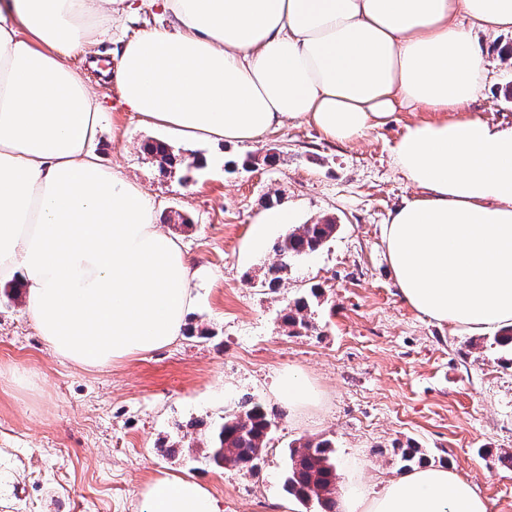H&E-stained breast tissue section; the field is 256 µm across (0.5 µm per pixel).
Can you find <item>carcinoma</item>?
Here are the masks:
<instances>
[{"label": "carcinoma", "instance_id": "carcinoma-1", "mask_svg": "<svg viewBox=\"0 0 512 512\" xmlns=\"http://www.w3.org/2000/svg\"><path fill=\"white\" fill-rule=\"evenodd\" d=\"M143 150L165 171L176 163V157L162 142H148ZM337 225L327 220L323 223L301 224L285 234L274 245L278 262L264 274L270 287L279 285L290 264L309 256L323 247L334 236ZM317 296L316 289L310 295L300 296L288 305L281 316L286 327L307 326L304 312L309 308V297ZM274 415L259 402L251 399L238 406L235 413L224 417V423L215 428L208 447L209 461L219 467L237 468L251 460L260 461L272 440ZM402 469L410 471L415 466H424L427 460L421 457L420 449L409 445L399 449ZM336 449L326 439L306 442L299 447H288L284 474V489L299 503L313 508V512H336Z\"/></svg>", "mask_w": 512, "mask_h": 512}]
</instances>
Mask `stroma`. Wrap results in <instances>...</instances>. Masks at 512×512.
I'll use <instances>...</instances> for the list:
<instances>
[{
    "instance_id": "1",
    "label": "stroma",
    "mask_w": 512,
    "mask_h": 512,
    "mask_svg": "<svg viewBox=\"0 0 512 512\" xmlns=\"http://www.w3.org/2000/svg\"><path fill=\"white\" fill-rule=\"evenodd\" d=\"M109 40L76 51L102 103L93 152L136 180L158 215L177 211L189 227L164 225L200 272L187 317L193 334L99 368L56 355L22 299L0 286V512H140L141 492L165 474L209 485L225 512H305L283 489L288 448L327 439L340 480L367 493L401 477L396 448L413 443L432 465L469 480L486 512H512V350L494 332L440 323L401 297L388 265L383 226L415 189L392 149L424 110L394 112L384 127L349 144L289 121L244 143L171 142L182 166L160 172L142 151L165 133L122 104L109 70L120 39L167 25L159 6L130 0ZM512 63L497 62L473 112L512 124ZM208 164L192 167L197 157ZM256 162L242 167L245 157ZM289 210L295 224L333 220L318 252L291 263L279 288L262 286L276 263V224L260 243L255 218ZM317 290L307 327L289 332L281 315ZM290 371L313 401L288 410L276 396ZM276 410L258 471L205 459L211 430L241 397Z\"/></svg>"
}]
</instances>
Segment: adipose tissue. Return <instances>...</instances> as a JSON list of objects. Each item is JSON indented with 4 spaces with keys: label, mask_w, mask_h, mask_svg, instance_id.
<instances>
[{
    "label": "adipose tissue",
    "mask_w": 512,
    "mask_h": 512,
    "mask_svg": "<svg viewBox=\"0 0 512 512\" xmlns=\"http://www.w3.org/2000/svg\"><path fill=\"white\" fill-rule=\"evenodd\" d=\"M127 0H0V284L43 339L104 367L180 336L195 272L152 199L91 145L101 105L79 48ZM169 26L123 41L129 111L176 140L256 141L286 121L353 142L423 108L393 155L415 188L383 231L405 302L476 331L512 327V125L470 112L487 86L478 33L512 30V0H162ZM340 512H486L445 468L416 469ZM142 512H224L199 479L165 475Z\"/></svg>",
    "instance_id": "adipose-tissue-1"
}]
</instances>
